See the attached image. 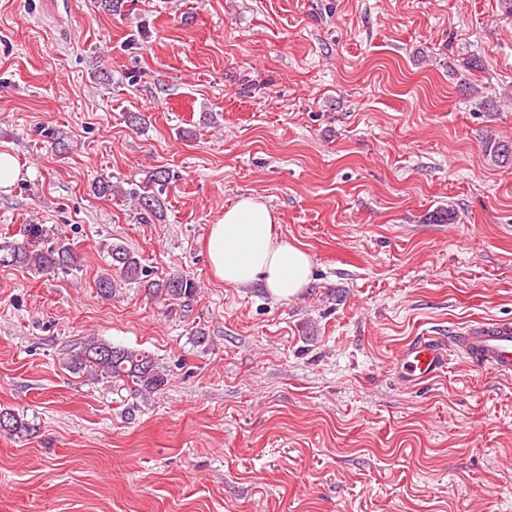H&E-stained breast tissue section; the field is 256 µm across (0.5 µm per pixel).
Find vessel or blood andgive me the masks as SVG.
<instances>
[{"mask_svg":"<svg viewBox=\"0 0 512 512\" xmlns=\"http://www.w3.org/2000/svg\"><path fill=\"white\" fill-rule=\"evenodd\" d=\"M455 347L478 368L502 374L512 372V322H471L457 330ZM392 366L401 382L415 385L443 372L448 355L436 339L419 336L398 352Z\"/></svg>","mask_w":512,"mask_h":512,"instance_id":"1","label":"vessel or blood"}]
</instances>
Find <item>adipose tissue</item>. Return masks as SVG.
<instances>
[{
    "label": "adipose tissue",
    "mask_w": 512,
    "mask_h": 512,
    "mask_svg": "<svg viewBox=\"0 0 512 512\" xmlns=\"http://www.w3.org/2000/svg\"><path fill=\"white\" fill-rule=\"evenodd\" d=\"M277 222L274 211L253 196L225 210L206 241L213 276L230 287L265 288L281 301L302 293L311 282L313 259L275 232Z\"/></svg>",
    "instance_id": "adipose-tissue-1"
}]
</instances>
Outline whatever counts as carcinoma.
<instances>
[{
  "instance_id": "obj_1",
  "label": "carcinoma",
  "mask_w": 512,
  "mask_h": 512,
  "mask_svg": "<svg viewBox=\"0 0 512 512\" xmlns=\"http://www.w3.org/2000/svg\"><path fill=\"white\" fill-rule=\"evenodd\" d=\"M485 153L500 164H512V142L490 137L485 142ZM149 181L157 189L150 193L143 192L137 196V200L144 214L155 216L161 209L159 195L168 185L166 171L153 172ZM39 232L38 225L33 224L29 229V238L22 242L8 237L0 238V266L26 268L38 275H51L62 269L78 267L80 258L65 239H57L40 249L31 247L32 238L38 237ZM108 254L111 270L98 278L99 292L104 296L112 295L117 287L112 279L114 270L125 280H146L149 294L156 299H189L196 293L195 283L183 275H173L161 281L149 279L148 270L142 265L139 255L123 244L110 245ZM66 366L77 373L86 372L97 381L129 382L140 392L157 391L166 382L165 375L149 352L115 347L94 337L70 355ZM0 432L23 439L34 435L37 428L33 421L14 411L0 409Z\"/></svg>"
}]
</instances>
